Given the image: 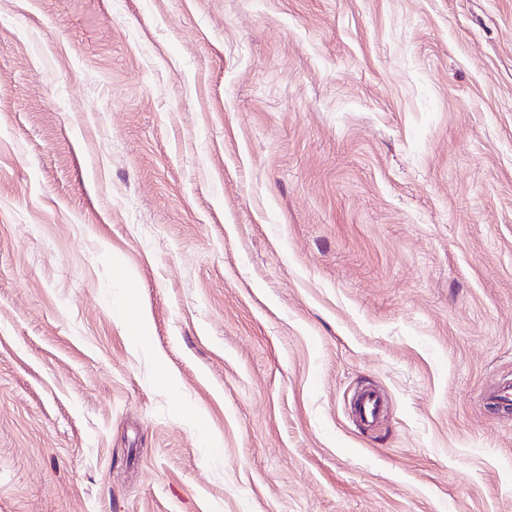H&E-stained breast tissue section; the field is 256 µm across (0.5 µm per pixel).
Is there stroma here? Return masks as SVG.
Listing matches in <instances>:
<instances>
[{"label":"stroma","mask_w":512,"mask_h":512,"mask_svg":"<svg viewBox=\"0 0 512 512\" xmlns=\"http://www.w3.org/2000/svg\"><path fill=\"white\" fill-rule=\"evenodd\" d=\"M505 380L512 0H0V512H512ZM384 409L383 397L373 389H364L358 392L355 402L357 419L366 428H372L380 418Z\"/></svg>","instance_id":"1"}]
</instances>
